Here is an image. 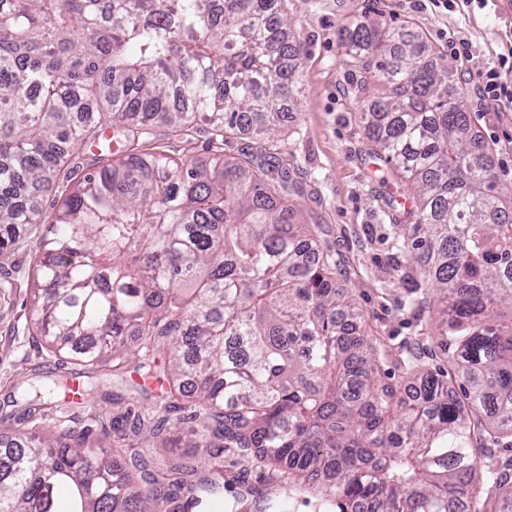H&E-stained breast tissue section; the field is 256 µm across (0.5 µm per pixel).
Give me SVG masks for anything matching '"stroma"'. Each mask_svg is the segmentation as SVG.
Returning <instances> with one entry per match:
<instances>
[{
  "label": "stroma",
  "mask_w": 512,
  "mask_h": 512,
  "mask_svg": "<svg viewBox=\"0 0 512 512\" xmlns=\"http://www.w3.org/2000/svg\"><path fill=\"white\" fill-rule=\"evenodd\" d=\"M283 8L303 49L302 105L273 138L303 190L290 201L300 222L326 228L341 258L337 285L354 299L361 331L388 351L382 371L393 375L403 347L421 334L423 322L410 306L420 292L405 253L392 245L394 213L379 181L381 164L366 153V119L354 96L344 33L359 22L389 27L413 21L453 69L472 130L492 146L494 171L512 185V109L478 94L479 72L512 47V9L501 0H459L450 11L432 0H284ZM43 230L24 227L14 246L0 253V412L6 414L23 384L66 374L88 386L99 377L61 363L35 334L28 283ZM67 414L71 430L111 441L112 404H72ZM223 463L225 499H244L241 512H253L254 494L267 489V479L236 454L225 453Z\"/></svg>",
  "instance_id": "1"
}]
</instances>
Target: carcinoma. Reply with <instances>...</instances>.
Segmentation results:
<instances>
[{"mask_svg":"<svg viewBox=\"0 0 512 512\" xmlns=\"http://www.w3.org/2000/svg\"><path fill=\"white\" fill-rule=\"evenodd\" d=\"M284 0H0V253L43 224L31 277L34 325L50 352L102 375L138 367L160 381L146 415L131 398L112 443L55 430H0V512H181L224 492L226 448L268 472L260 512L305 491L320 512H512V186L469 125L453 72L413 24L348 31L360 62L371 157L405 180L425 319L398 378L357 330L340 260L283 192L268 138L297 101L302 48ZM210 155L177 161L154 128ZM255 145L224 154V137ZM45 219L38 197L74 150ZM172 350L166 366L156 355ZM448 363L433 369L430 358ZM63 385L29 384L35 425ZM189 411L203 456L127 454L170 443L166 413Z\"/></svg>","mask_w":512,"mask_h":512,"instance_id":"1","label":"carcinoma"}]
</instances>
